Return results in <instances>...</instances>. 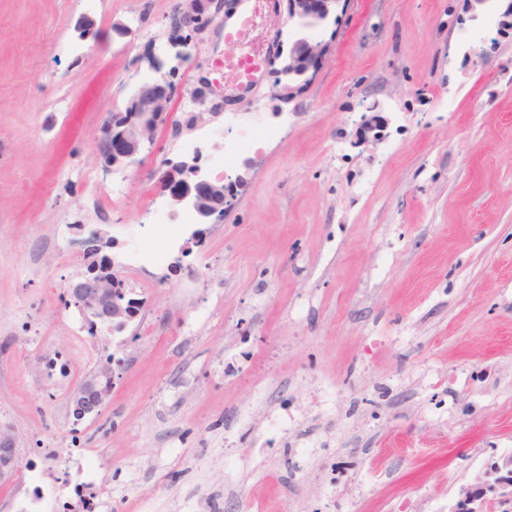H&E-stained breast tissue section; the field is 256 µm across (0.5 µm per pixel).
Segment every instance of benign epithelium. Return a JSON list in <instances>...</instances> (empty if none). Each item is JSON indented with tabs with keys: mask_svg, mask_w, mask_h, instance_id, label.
I'll return each instance as SVG.
<instances>
[{
	"mask_svg": "<svg viewBox=\"0 0 512 512\" xmlns=\"http://www.w3.org/2000/svg\"><path fill=\"white\" fill-rule=\"evenodd\" d=\"M340 0H288V20L301 28L325 22ZM230 9L228 0H178L173 13L181 27L198 34ZM325 57L324 45L307 36L295 38L287 52H279L277 95L291 94V81L317 69ZM172 87L162 81L144 82L130 97L124 111L108 115L98 146L108 167H128L136 163L139 152L152 143L153 131L167 117V104ZM199 168L187 162L163 172L162 178L178 186L173 199L191 204L197 223L209 224L222 210L229 193L224 181L198 178ZM89 242L97 248L92 262L64 287L66 301L76 307L89 321L124 328L136 318L134 299L119 288L120 276L112 270V258L103 253L108 247L102 232L93 233ZM113 382L112 363L104 361L89 372L68 393L67 406L76 421L101 415ZM20 471L16 458V440L10 430L0 432V482H7Z\"/></svg>",
	"mask_w": 512,
	"mask_h": 512,
	"instance_id": "1",
	"label": "benign epithelium"
}]
</instances>
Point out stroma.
Listing matches in <instances>:
<instances>
[{"label":"stroma","instance_id":"35a3bbf8","mask_svg":"<svg viewBox=\"0 0 512 512\" xmlns=\"http://www.w3.org/2000/svg\"><path fill=\"white\" fill-rule=\"evenodd\" d=\"M174 5L0 0V422L20 467L41 448L104 449L103 512L204 483L238 512H321L331 492L335 512L424 494L453 506L473 489L496 501L512 470V0H346L308 29L328 53L291 99L269 80L225 93L224 111L287 120L286 134L243 161L202 245L183 232L180 272L134 289L152 330L92 338L89 365L117 373L102 415L74 422L80 372L37 368L84 321L61 300L85 257L60 249L58 216L95 211L123 266L130 227L170 195L162 171L185 160L192 132L171 129L184 98L224 83L223 21L184 48ZM153 78L174 88L168 122L137 165L106 167V114ZM374 115L384 128L362 133ZM268 413L293 421L258 448ZM228 437L240 482L222 469ZM297 441L314 453L295 456Z\"/></svg>","mask_w":512,"mask_h":512}]
</instances>
